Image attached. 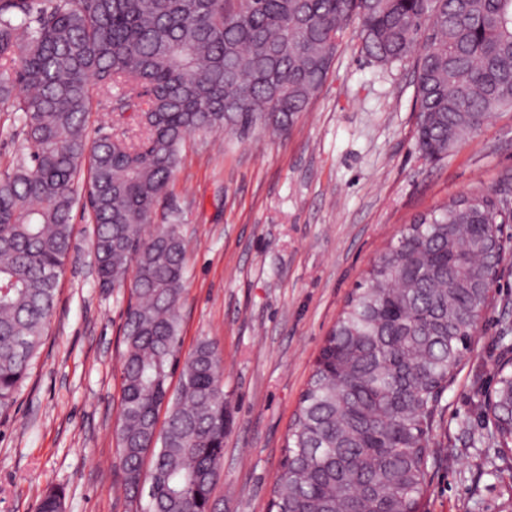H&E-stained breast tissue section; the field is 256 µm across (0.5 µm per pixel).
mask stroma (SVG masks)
Instances as JSON below:
<instances>
[{
	"mask_svg": "<svg viewBox=\"0 0 512 512\" xmlns=\"http://www.w3.org/2000/svg\"><path fill=\"white\" fill-rule=\"evenodd\" d=\"M413 60L382 68L346 29L290 136L191 134L154 223L178 213L187 276L183 351L214 341L228 423L216 512H269L288 427L324 336L375 257L412 219L475 189L512 188V112L442 160L415 138ZM93 224L72 213L48 333L11 411L0 416V512H35L63 487L65 512H135L115 429L127 290L102 292ZM471 353L445 394L423 512H512V466L492 467L485 403L511 356L512 256Z\"/></svg>",
	"mask_w": 512,
	"mask_h": 512,
	"instance_id": "1",
	"label": "stroma"
}]
</instances>
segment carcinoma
<instances>
[{
	"instance_id": "carcinoma-1",
	"label": "carcinoma",
	"mask_w": 512,
	"mask_h": 512,
	"mask_svg": "<svg viewBox=\"0 0 512 512\" xmlns=\"http://www.w3.org/2000/svg\"><path fill=\"white\" fill-rule=\"evenodd\" d=\"M350 24L381 66L417 55L425 158L447 157L512 110V0H0V112L16 116L27 149L0 171V415L47 335L86 167L98 285L128 287L116 441L137 512H213L227 418L216 344L202 338L181 355L186 245L176 214L149 229L155 207L189 134L287 136ZM94 86L118 90L113 111L135 112L138 137L89 140ZM504 224L502 190L462 193L374 260L315 360L271 512H420L444 394L512 251ZM511 406L512 359L486 404L503 463ZM36 510L64 512L62 488Z\"/></svg>"
}]
</instances>
